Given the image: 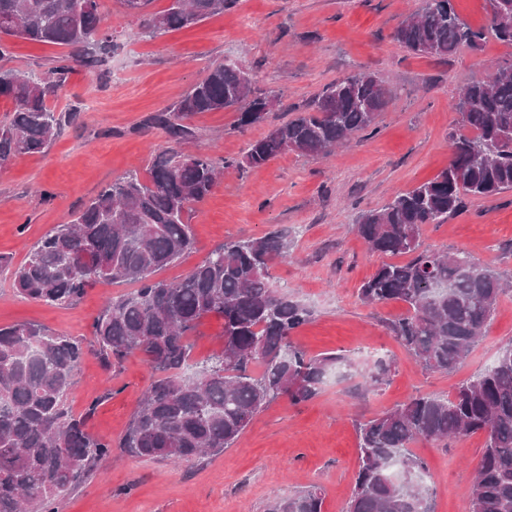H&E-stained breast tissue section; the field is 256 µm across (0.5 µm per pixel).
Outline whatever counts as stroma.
<instances>
[{"instance_id": "1", "label": "stroma", "mask_w": 512, "mask_h": 512, "mask_svg": "<svg viewBox=\"0 0 512 512\" xmlns=\"http://www.w3.org/2000/svg\"><path fill=\"white\" fill-rule=\"evenodd\" d=\"M112 30L111 77L100 81L78 65L48 100L56 110L78 108L45 154L20 156L0 167V326L44 325L81 341L84 356L69 397L73 414L88 415L93 436L112 443L110 458L80 488L62 495L58 512H265L271 496L288 497L311 486L324 496L323 512H345L358 468L357 421L374 417L420 393L447 394L491 365L512 341V292L469 357L453 372L432 373L394 339L387 327L405 307L367 305L358 291L381 264L354 227L360 212L381 208L394 194L434 178L448 165V135L458 115L460 89L512 63V46L487 38L481 51L460 48L445 59L418 56L393 39L398 23L420 0H237L198 25L154 38L138 37L136 18L118 0H100ZM0 67L43 72L63 50L9 38ZM232 59L257 89L274 90L280 106L263 122L240 126L237 113L193 116L195 138L186 153L215 161L240 158L247 143L291 118L324 85L363 70L383 77L391 101L378 129L352 136L324 156L296 152L243 173L229 167L213 192L194 204V249L158 272L172 282L225 241L258 238L273 228L293 238L290 256L275 264V281L291 284L312 310L295 341L308 355L339 352L364 362L393 360L386 385L367 391L360 376L330 377L312 400L280 397L259 411L232 448L174 464L133 457L120 440L151 382L141 352L104 369L92 325L105 301L131 292L126 283H101L69 306H48L19 296L14 272L30 248L104 186L128 171L145 170L171 147L167 133L144 120L177 101L208 66ZM423 248L469 251L478 262L512 280V192L470 199L443 224L425 225ZM484 434L447 442L417 440L411 451L428 464L434 512H470V486Z\"/></svg>"}]
</instances>
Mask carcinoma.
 <instances>
[{
  "mask_svg": "<svg viewBox=\"0 0 512 512\" xmlns=\"http://www.w3.org/2000/svg\"><path fill=\"white\" fill-rule=\"evenodd\" d=\"M153 2L119 0L122 11L140 22L138 34L150 38L193 27L236 0H170L162 11L151 10ZM487 3L498 7L496 17L474 28L450 0H421L393 38L415 55L438 58L462 46L479 51L489 34L512 45V0ZM104 23L99 0H0V39L71 49L44 74L0 69V97L15 104L0 122V166L44 154L63 123L76 116V108L58 113L47 104L66 83L72 63L107 78L113 44ZM389 100L380 77L352 72L325 85L305 108L224 166L243 172L290 151L326 155L356 133L376 132ZM262 103L273 110L280 96L256 89L239 65L218 62L146 123L180 143L195 137L186 120L197 113L235 107L247 126L264 120L253 111ZM455 110L448 167L362 213L355 224L369 254L410 255L405 263H381L359 288L360 301L405 304V314L390 324L394 338L426 370L446 374L484 335L507 284L466 250L420 249V231L425 224L445 223L471 197L512 191V64L467 84ZM219 174L205 154H157L146 176L126 173L70 223L47 232L15 272L17 292L47 305L74 304L98 283L138 285L110 299L92 326L106 367L139 351L153 373L120 444L131 456L188 462L221 453L278 397L307 402L332 371L354 369L343 354L309 356L294 342L311 310L270 274L292 250L285 231L226 242L178 282L152 279L193 249L192 205L212 192ZM210 315L224 319V345L188 374L191 336ZM82 355L79 341L43 326H0V512H57L58 498L85 484L111 455L112 445L90 435L84 419L67 407ZM390 371L391 360L380 357L359 375L377 386ZM356 429L359 468L346 512H434L427 463L410 444L476 433L485 434V445L467 490L470 512H512V342L452 397L417 395ZM266 512H323V496L310 489L274 497Z\"/></svg>",
  "mask_w": 512,
  "mask_h": 512,
  "instance_id": "obj_1",
  "label": "carcinoma"
}]
</instances>
